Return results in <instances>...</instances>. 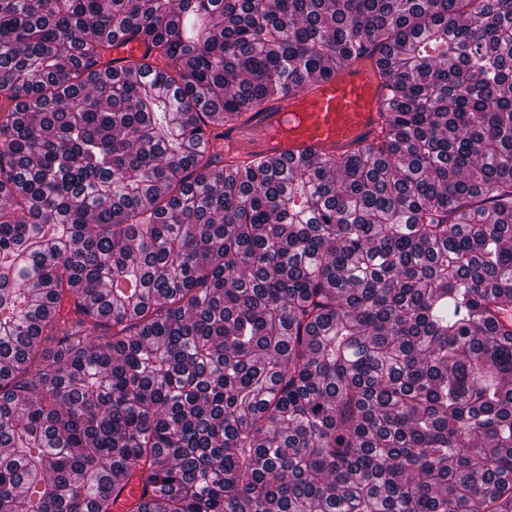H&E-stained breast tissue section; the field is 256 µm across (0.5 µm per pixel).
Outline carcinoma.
Wrapping results in <instances>:
<instances>
[{
    "mask_svg": "<svg viewBox=\"0 0 512 512\" xmlns=\"http://www.w3.org/2000/svg\"><path fill=\"white\" fill-rule=\"evenodd\" d=\"M374 47V144H211ZM133 479L512 512V0H0V512ZM113 67L125 64L128 61L139 59L147 50L146 44L138 41H125L124 36H116L112 40Z\"/></svg>",
    "mask_w": 512,
    "mask_h": 512,
    "instance_id": "carcinoma-1",
    "label": "carcinoma"
}]
</instances>
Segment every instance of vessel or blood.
Returning <instances> with one entry per match:
<instances>
[{"label":"vessel or blood","instance_id":"1","mask_svg":"<svg viewBox=\"0 0 512 512\" xmlns=\"http://www.w3.org/2000/svg\"><path fill=\"white\" fill-rule=\"evenodd\" d=\"M116 64L139 59L145 43L112 40ZM389 89L374 62L354 59L330 78L307 82L271 105L252 112L250 121L226 124L223 142L230 149L272 153L291 164L302 158L324 159L350 153L378 135Z\"/></svg>","mask_w":512,"mask_h":512}]
</instances>
